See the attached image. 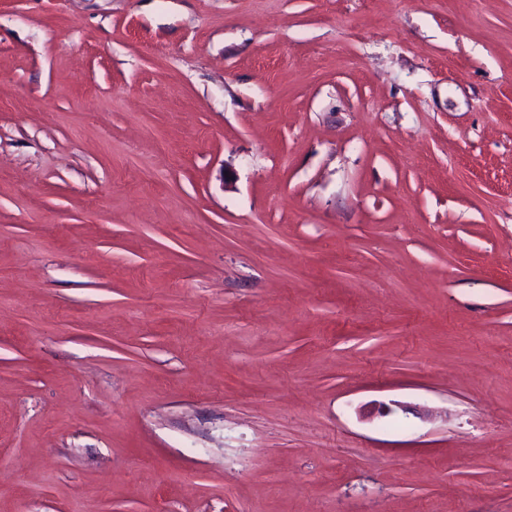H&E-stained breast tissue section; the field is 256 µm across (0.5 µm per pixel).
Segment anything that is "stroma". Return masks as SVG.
I'll return each mask as SVG.
<instances>
[{
    "instance_id": "stroma-1",
    "label": "stroma",
    "mask_w": 512,
    "mask_h": 512,
    "mask_svg": "<svg viewBox=\"0 0 512 512\" xmlns=\"http://www.w3.org/2000/svg\"><path fill=\"white\" fill-rule=\"evenodd\" d=\"M0 512H512V0H0Z\"/></svg>"
}]
</instances>
